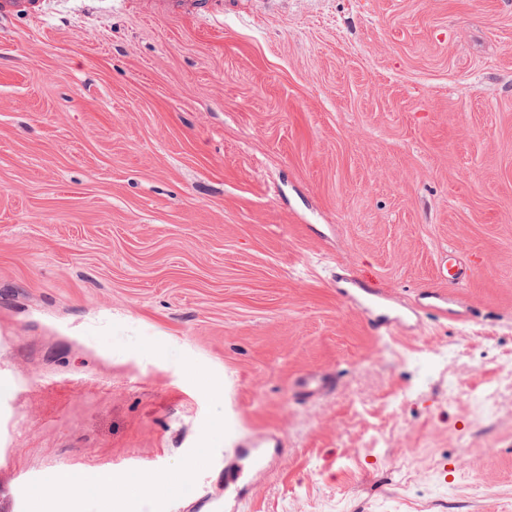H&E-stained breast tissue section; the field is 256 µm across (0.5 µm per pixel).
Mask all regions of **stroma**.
<instances>
[{
	"mask_svg": "<svg viewBox=\"0 0 512 512\" xmlns=\"http://www.w3.org/2000/svg\"><path fill=\"white\" fill-rule=\"evenodd\" d=\"M480 320L372 335L337 267ZM512 0L0 16V512H512ZM335 378L299 396L298 377ZM111 475V485L99 484ZM171 475L175 488L158 486ZM266 438L262 435L247 439L242 442V448H237L238 453L249 460L252 467L261 465L264 463L268 452L264 445Z\"/></svg>",
	"mask_w": 512,
	"mask_h": 512,
	"instance_id": "stroma-1",
	"label": "stroma"
}]
</instances>
